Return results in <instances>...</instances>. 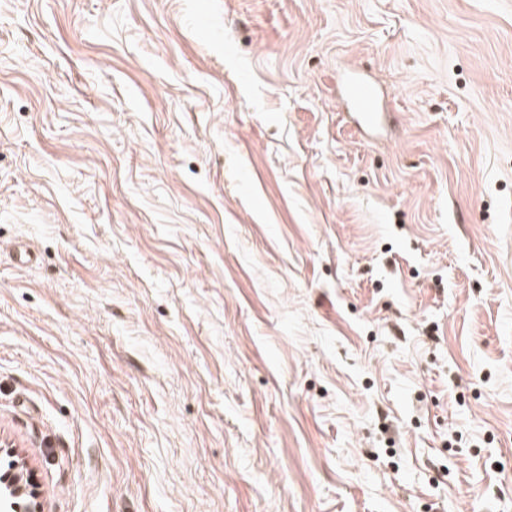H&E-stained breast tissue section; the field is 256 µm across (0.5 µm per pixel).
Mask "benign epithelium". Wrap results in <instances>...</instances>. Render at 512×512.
Here are the masks:
<instances>
[{"mask_svg": "<svg viewBox=\"0 0 512 512\" xmlns=\"http://www.w3.org/2000/svg\"><path fill=\"white\" fill-rule=\"evenodd\" d=\"M0 448V454L3 453ZM8 460L0 465V509L3 512H44L42 493L35 471L7 452Z\"/></svg>", "mask_w": 512, "mask_h": 512, "instance_id": "1", "label": "benign epithelium"}]
</instances>
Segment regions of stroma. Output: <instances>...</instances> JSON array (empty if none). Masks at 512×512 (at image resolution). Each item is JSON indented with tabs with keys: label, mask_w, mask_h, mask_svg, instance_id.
I'll return each instance as SVG.
<instances>
[{
	"label": "stroma",
	"mask_w": 512,
	"mask_h": 512,
	"mask_svg": "<svg viewBox=\"0 0 512 512\" xmlns=\"http://www.w3.org/2000/svg\"><path fill=\"white\" fill-rule=\"evenodd\" d=\"M1 442L45 512H512V0H0ZM348 98L360 112V123L365 130L372 132L380 125L383 112H378L380 93L378 87L365 79L351 77L346 85Z\"/></svg>",
	"instance_id": "35a3bbf8"
}]
</instances>
